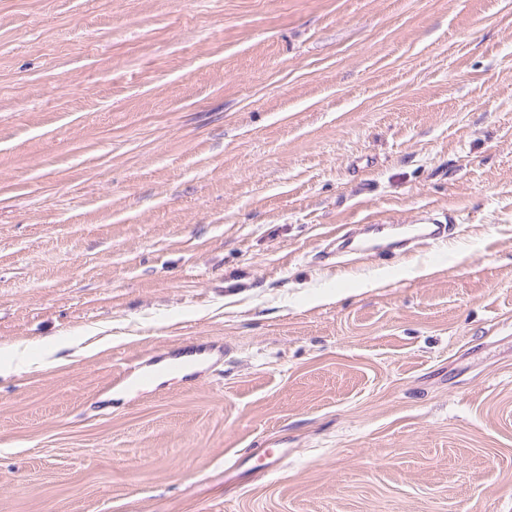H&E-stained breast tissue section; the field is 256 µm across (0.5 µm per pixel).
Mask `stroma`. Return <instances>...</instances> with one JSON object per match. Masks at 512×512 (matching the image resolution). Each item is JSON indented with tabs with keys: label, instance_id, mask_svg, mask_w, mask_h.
<instances>
[{
	"label": "stroma",
	"instance_id": "obj_1",
	"mask_svg": "<svg viewBox=\"0 0 512 512\" xmlns=\"http://www.w3.org/2000/svg\"><path fill=\"white\" fill-rule=\"evenodd\" d=\"M4 343L0 512H512V0H0ZM404 228L402 241H415L420 246L434 247L441 238L444 228L438 224H402ZM32 364L33 357L27 345L4 344L0 347V376L28 370Z\"/></svg>",
	"mask_w": 512,
	"mask_h": 512
}]
</instances>
